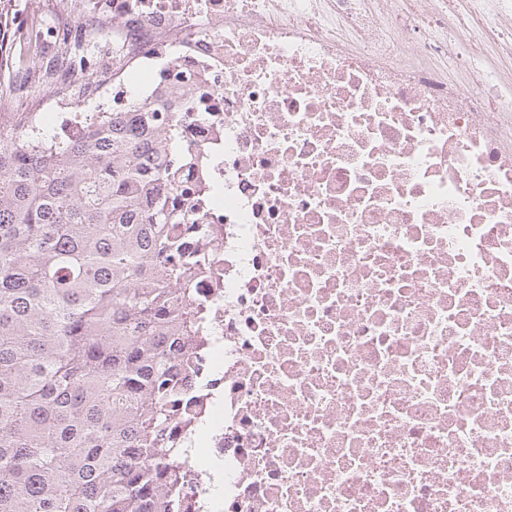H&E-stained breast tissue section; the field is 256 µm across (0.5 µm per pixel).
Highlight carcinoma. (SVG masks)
<instances>
[{"mask_svg":"<svg viewBox=\"0 0 512 512\" xmlns=\"http://www.w3.org/2000/svg\"><path fill=\"white\" fill-rule=\"evenodd\" d=\"M96 45L77 29L47 72H85ZM165 100L76 112L74 138L0 116V512H179L176 469L151 461L206 262L182 245L184 214H162L198 161Z\"/></svg>","mask_w":512,"mask_h":512,"instance_id":"cac0c4a2","label":"carcinoma"}]
</instances>
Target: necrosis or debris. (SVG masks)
Listing matches in <instances>:
<instances>
[{
	"label": "necrosis or debris",
	"mask_w": 512,
	"mask_h": 512,
	"mask_svg": "<svg viewBox=\"0 0 512 512\" xmlns=\"http://www.w3.org/2000/svg\"><path fill=\"white\" fill-rule=\"evenodd\" d=\"M396 3L79 4L127 71L63 96L173 84L199 150L181 512H512V107L440 67L473 65L447 8Z\"/></svg>",
	"instance_id": "obj_1"
}]
</instances>
